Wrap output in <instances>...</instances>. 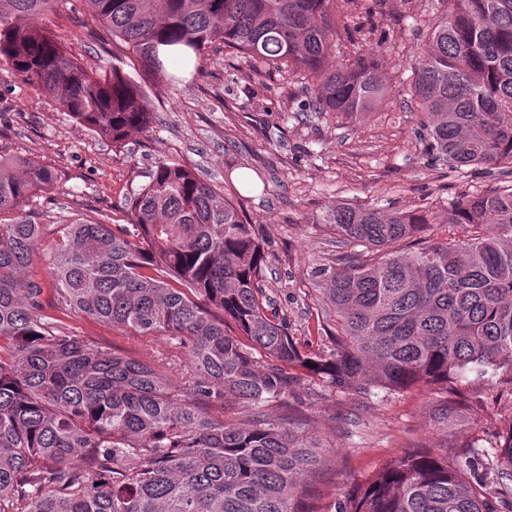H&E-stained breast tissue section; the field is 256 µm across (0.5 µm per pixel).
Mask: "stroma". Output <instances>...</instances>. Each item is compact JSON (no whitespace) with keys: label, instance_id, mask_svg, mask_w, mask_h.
I'll return each mask as SVG.
<instances>
[{"label":"stroma","instance_id":"1","mask_svg":"<svg viewBox=\"0 0 512 512\" xmlns=\"http://www.w3.org/2000/svg\"><path fill=\"white\" fill-rule=\"evenodd\" d=\"M363 2L374 12L376 30L360 53L379 62L387 91L371 111L353 117L299 111L305 97L300 79L272 69L255 74L250 59L219 46L210 48L195 79L175 85L161 74L153 79L149 95L158 121L117 151L0 63V155L49 165L59 177L54 190L40 193L26 208L43 224L44 244H51L62 224L105 217L127 223V199L158 161L195 165L269 242L267 292L289 335L304 351L329 352V338L317 331L319 271L336 267L352 249L320 223L326 208L343 203L424 210L435 219L431 235L442 237L462 196L501 182L472 168L431 164L427 143L416 133L420 114L409 89L427 44L425 22L443 15L442 0ZM73 6V0H60L43 23L87 69L129 68L121 47L106 53L91 43L83 25L87 14ZM74 328L143 357L170 350L164 336H134L88 320ZM435 398L424 386L356 395L326 390L307 378L267 409L306 419L305 434L326 461L316 486L327 507L347 482L369 478L403 449L442 448L474 436L485 447L494 442L502 405L489 404L446 427L429 416Z\"/></svg>","mask_w":512,"mask_h":512}]
</instances>
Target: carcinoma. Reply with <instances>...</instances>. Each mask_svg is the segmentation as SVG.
Returning <instances> with one entry per match:
<instances>
[{
    "label": "carcinoma",
    "mask_w": 512,
    "mask_h": 512,
    "mask_svg": "<svg viewBox=\"0 0 512 512\" xmlns=\"http://www.w3.org/2000/svg\"><path fill=\"white\" fill-rule=\"evenodd\" d=\"M102 47L121 44L144 77L180 84L208 45L307 80L305 112H366L379 66H332L362 32L330 26L359 0H80ZM410 92L430 162L512 176V0H444ZM54 0H0V59L117 149L157 122L146 83L93 75L39 22ZM48 166L0 157V512H318L306 493L325 459L265 403L297 373L329 390L440 395L446 425L484 404L509 410L493 452L419 447L352 483L327 512H512V185L463 198L427 239L425 211L344 204L320 223L360 258L324 272L333 349L311 357L273 311L267 252L234 203L160 161L130 224H63L50 279L30 273L43 225L22 208L54 188ZM166 336L173 355L118 353L66 321ZM182 371L179 385L169 373ZM242 403L245 417L227 414ZM473 471L463 476V467Z\"/></svg>",
    "instance_id": "cac0c4a2"
}]
</instances>
